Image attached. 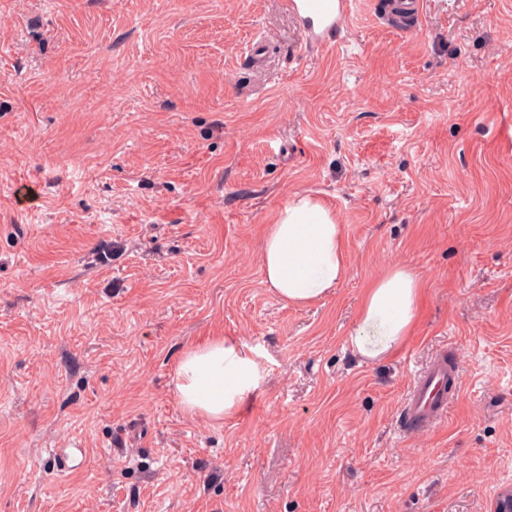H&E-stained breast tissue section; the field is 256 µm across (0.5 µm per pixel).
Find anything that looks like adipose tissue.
<instances>
[{
	"mask_svg": "<svg viewBox=\"0 0 512 512\" xmlns=\"http://www.w3.org/2000/svg\"><path fill=\"white\" fill-rule=\"evenodd\" d=\"M345 230L333 211L305 193L296 194L269 225L261 246L264 281L279 299L309 305L332 294L349 275ZM423 282L412 266L397 265L366 289L348 335L361 359L395 354L415 327ZM261 368L238 339L214 336L187 347L172 376L174 393L189 414L221 422L260 384Z\"/></svg>",
	"mask_w": 512,
	"mask_h": 512,
	"instance_id": "ef3b65f1",
	"label": "adipose tissue"
}]
</instances>
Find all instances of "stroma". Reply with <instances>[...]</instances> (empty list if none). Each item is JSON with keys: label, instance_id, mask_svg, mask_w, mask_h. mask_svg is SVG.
Masks as SVG:
<instances>
[{"label": "stroma", "instance_id": "stroma-1", "mask_svg": "<svg viewBox=\"0 0 512 512\" xmlns=\"http://www.w3.org/2000/svg\"><path fill=\"white\" fill-rule=\"evenodd\" d=\"M352 2L302 51L281 0H0V512H493L512 495V0H423L413 35ZM298 193L344 225L350 268L306 307L267 288L260 252ZM393 262L424 280L417 325L367 362L345 340ZM212 336L264 374L223 422L171 385ZM443 349L459 398L400 435Z\"/></svg>", "mask_w": 512, "mask_h": 512}]
</instances>
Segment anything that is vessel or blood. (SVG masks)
Returning <instances> with one entry per match:
<instances>
[{"instance_id": "b4317fda", "label": "vessel or blood", "mask_w": 512, "mask_h": 512, "mask_svg": "<svg viewBox=\"0 0 512 512\" xmlns=\"http://www.w3.org/2000/svg\"><path fill=\"white\" fill-rule=\"evenodd\" d=\"M350 4L351 0H284L286 10L302 21L298 42L304 49L330 44ZM454 377L455 367L443 352L414 375L401 405L405 432L425 433L446 422L456 393L451 385Z\"/></svg>"}]
</instances>
